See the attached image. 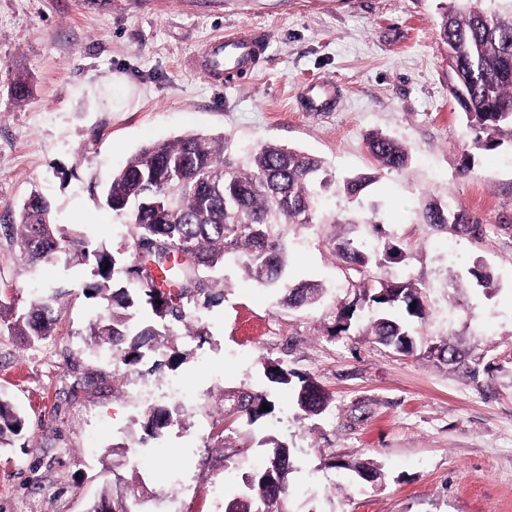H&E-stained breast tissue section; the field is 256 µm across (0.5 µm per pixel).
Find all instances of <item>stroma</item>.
I'll return each mask as SVG.
<instances>
[{"instance_id": "stroma-1", "label": "stroma", "mask_w": 512, "mask_h": 512, "mask_svg": "<svg viewBox=\"0 0 512 512\" xmlns=\"http://www.w3.org/2000/svg\"><path fill=\"white\" fill-rule=\"evenodd\" d=\"M443 0H0V397L21 409L26 435L0 447V512H90L101 498L132 512H224L273 442L293 465L279 512H512V140L493 151L472 133L448 91ZM248 26L265 36L255 69L213 83L196 57L213 38ZM27 74L32 96L10 86ZM336 86L325 111L305 109L313 82ZM186 133L275 141L321 157L337 177L377 172L358 199L327 196L323 212L350 224H286L280 282L321 284L318 303L291 309L275 287L234 264L217 272L194 336L169 337L176 369L103 359L88 337L95 300L89 264L30 267L3 226L31 192L88 248L131 257L124 219L105 187L143 146ZM393 137L411 154L378 170L366 138ZM473 170L463 174V163ZM436 198L486 232L474 237L417 221ZM379 212L380 224L368 223ZM353 240L402 249L356 272L338 256ZM493 275L479 286L474 266ZM411 281L426 294L417 346L400 353L363 331L362 283ZM64 290L52 336L30 345L7 325L35 298ZM347 331H338L341 316ZM454 346L480 374L440 355ZM292 381L330 395L299 413ZM178 380L194 402L164 393ZM273 411L252 420L243 395ZM173 421L150 438L149 410ZM380 468L359 481L353 465Z\"/></svg>"}]
</instances>
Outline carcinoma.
<instances>
[{"mask_svg":"<svg viewBox=\"0 0 512 512\" xmlns=\"http://www.w3.org/2000/svg\"><path fill=\"white\" fill-rule=\"evenodd\" d=\"M440 36L448 50L449 91L475 133V148L494 150L503 136L512 138V6L500 11L485 7L484 0H448ZM30 94L27 78H15L12 98L21 103ZM367 147L381 169L402 168L410 158L406 147L380 133L367 137ZM375 179L371 173L355 175L344 180L343 191L357 198ZM334 187L324 161L299 149L265 142L236 157L229 136L189 133L142 147L112 174L106 204L132 224L131 259H120L103 246L72 250V241L53 223L51 205L40 194L22 203L10 230L30 265L60 255L70 263L93 262L95 280L88 290L99 310L89 321L88 336L103 357L134 365L146 351L161 350L162 337L188 325L199 296L213 287V272L224 263L234 262L258 282H276L287 255L278 227L312 223L324 193ZM422 223L454 224L473 235L481 231L436 199L425 204ZM180 254L190 260L170 262ZM338 255L357 271L393 262L402 249L391 245L378 253L363 243L344 242ZM160 278L170 289L161 288ZM130 288L139 290V298L128 293ZM321 293L312 282L286 285L281 302L292 308L309 306ZM361 296L372 311L367 335L386 346L412 335L411 319L426 316L424 293L413 282L364 284ZM56 321L53 306L36 301L16 316L10 329L34 344L50 335ZM294 400L309 414L328 405L326 392L309 380ZM266 404L263 395L251 396L243 411L252 419L260 417ZM171 422L169 411H151L148 436H162ZM26 428L25 414L0 399V446L11 444ZM289 470L288 463L279 468L274 487L264 469L245 479L240 495L229 501L233 512H269V505L286 492Z\"/></svg>","mask_w":512,"mask_h":512,"instance_id":"obj_1","label":"carcinoma"}]
</instances>
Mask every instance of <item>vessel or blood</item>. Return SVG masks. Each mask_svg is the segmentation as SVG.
<instances>
[{"label":"vessel or blood","mask_w":512,"mask_h":512,"mask_svg":"<svg viewBox=\"0 0 512 512\" xmlns=\"http://www.w3.org/2000/svg\"><path fill=\"white\" fill-rule=\"evenodd\" d=\"M259 52L260 43L253 29L244 27L211 40L199 57V68L211 80L231 79L237 71L250 67ZM335 95L331 84H312L307 99L308 111H322Z\"/></svg>","instance_id":"1"}]
</instances>
